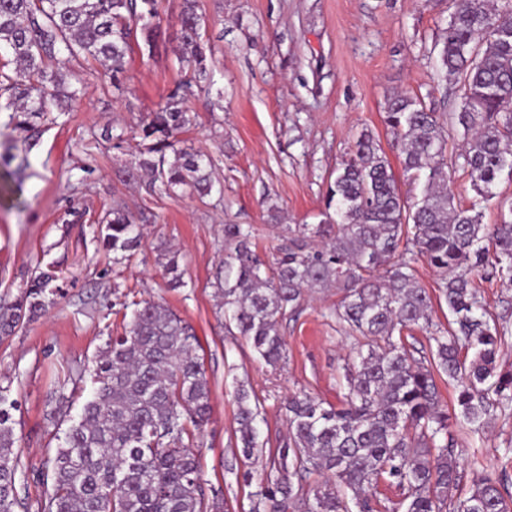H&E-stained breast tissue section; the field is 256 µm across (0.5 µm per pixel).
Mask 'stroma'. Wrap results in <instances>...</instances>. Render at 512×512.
I'll return each mask as SVG.
<instances>
[{"instance_id":"35a3bbf8","label":"stroma","mask_w":512,"mask_h":512,"mask_svg":"<svg viewBox=\"0 0 512 512\" xmlns=\"http://www.w3.org/2000/svg\"><path fill=\"white\" fill-rule=\"evenodd\" d=\"M202 40L213 57L209 90L188 98L196 125L183 146L212 161L211 194L147 193L144 179L129 180L150 112L194 71L180 54L182 0H158L164 35L147 50L130 39L127 72L69 59L78 95L68 112L45 123L38 141L0 112V158L24 166L18 201L0 203V300L13 301L39 267H54L62 296L46 315L0 342V389L15 407V446L23 468L17 485L30 504L47 486L38 468L45 449L67 428L54 415L67 400L78 416L91 390L74 379L89 370L122 329L126 306L153 300L194 330L196 355L211 390V418L193 452L205 487L222 490L224 512H251L253 495L268 474L264 459H245L235 446L234 390L245 385L262 406L260 441L266 454L288 438L283 408L306 393L337 403L345 364L365 340L336 320L338 294L305 296L283 322L287 359L274 370L247 342L224 327L216 274L224 262V227L252 225L260 253L274 254L292 224L319 223L328 190L362 131H371L388 158L400 191L409 176L384 123L389 98L418 96L448 127V171L455 201L476 199L460 156L462 132L451 119L461 90L442 78L439 51L449 0H197ZM121 137L113 148L104 132ZM121 204L144 228V246L130 262L113 263L97 238L95 218ZM177 252L184 287L170 288L159 247ZM485 307L509 329L497 359L512 370V283L479 281ZM463 448L460 495L482 473L512 476V410L496 413L483 433L454 427Z\"/></svg>"}]
</instances>
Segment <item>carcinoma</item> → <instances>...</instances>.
Segmentation results:
<instances>
[{
  "instance_id": "obj_1",
  "label": "carcinoma",
  "mask_w": 512,
  "mask_h": 512,
  "mask_svg": "<svg viewBox=\"0 0 512 512\" xmlns=\"http://www.w3.org/2000/svg\"><path fill=\"white\" fill-rule=\"evenodd\" d=\"M182 54L194 63L193 81L177 85L141 128L149 141L133 179L147 190L212 189L210 162L198 151L175 148L193 124L184 107L192 87L210 80L201 42L202 17L193 0L179 16ZM148 49L161 37L158 0H0V98L16 126L37 136V122L75 96L58 56L98 62L120 80L132 28ZM441 69L462 90L455 124L463 131V167L480 197L454 204L448 174V130L435 113L408 94L392 97L385 124L404 170L420 185L404 200L386 156L364 134L336 170L324 219L288 225V240L270 259L252 232L224 225L225 326H233L266 365L286 357L282 322L305 294L334 288L338 320L369 339L346 364L339 404L314 397L288 401V441L269 458L276 473L255 494L252 512H352L345 495L329 488L308 492L314 473L353 492L357 512H375L366 490L384 481L397 487L403 512H512L502 478L482 475L469 496L457 497L462 478L452 424L488 427L496 409L512 408V370L497 357L504 326L481 304L475 278L512 283V203L500 220L483 223L480 203L495 197V181L512 176V0H454ZM173 157H167V153ZM102 242L116 262L142 247L143 227L116 206L102 218ZM159 256L169 285L185 286L175 253ZM425 261L442 276L451 330L433 331L432 300L416 277ZM56 271H39L9 304L0 306V340L56 305ZM418 329L435 342L432 360L414 356L404 333ZM192 328L164 305L136 304L121 334L112 337L91 375L92 393L64 443L47 449L41 475L50 492L38 512H221L222 491L206 489L191 447L210 417L208 379L195 354ZM458 387L457 410L441 408L436 377ZM236 447L249 460L262 455L261 405L244 386L235 391ZM0 394V512H30L16 486L21 456L14 448L11 409Z\"/></svg>"
}]
</instances>
